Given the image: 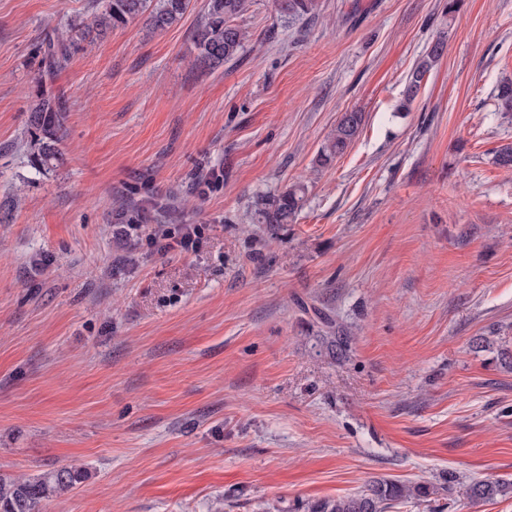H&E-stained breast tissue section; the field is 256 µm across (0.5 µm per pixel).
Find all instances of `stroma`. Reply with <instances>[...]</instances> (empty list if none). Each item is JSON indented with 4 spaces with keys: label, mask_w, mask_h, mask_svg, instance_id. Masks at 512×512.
<instances>
[{
    "label": "stroma",
    "mask_w": 512,
    "mask_h": 512,
    "mask_svg": "<svg viewBox=\"0 0 512 512\" xmlns=\"http://www.w3.org/2000/svg\"><path fill=\"white\" fill-rule=\"evenodd\" d=\"M204 5L41 82L39 42L91 0H0V472L85 469L45 512H306L384 478L433 488L395 512H512L459 493L512 483V0H320L293 20L251 0L214 69L195 61ZM43 90L69 108L48 175ZM351 110L358 137L318 167ZM296 183L301 212L268 233L262 200ZM132 189L173 197L197 247L113 224ZM445 51V44L443 41H436L428 51L426 59L417 63L413 71L411 72L406 89L404 92V104L410 103L418 94L421 84L424 81L427 73L430 71L433 63L438 61ZM69 112L65 102L49 92L40 95L29 116V129L35 135L34 168L42 174L55 172L65 163L62 144L67 134ZM313 313L326 329L325 332L329 334L326 337L329 339L332 353H336L337 356L342 355L347 346L348 336H345L343 330H340V327L336 325V321L329 314L316 307H313Z\"/></svg>",
    "instance_id": "35a3bbf8"
}]
</instances>
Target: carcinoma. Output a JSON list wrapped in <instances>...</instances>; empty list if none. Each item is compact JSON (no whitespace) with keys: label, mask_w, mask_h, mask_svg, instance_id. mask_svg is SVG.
I'll return each instance as SVG.
<instances>
[{"label":"carcinoma","mask_w":512,"mask_h":512,"mask_svg":"<svg viewBox=\"0 0 512 512\" xmlns=\"http://www.w3.org/2000/svg\"><path fill=\"white\" fill-rule=\"evenodd\" d=\"M247 2L249 0H206L203 18L193 35L199 64L216 68L237 56L248 34L235 24V19L246 11ZM189 3L190 0H104L98 11L84 19L70 21L65 29H56L52 36L44 39L38 51L45 70L53 73L63 69L75 53L83 50L82 43L91 44L108 31L140 17L146 18L152 29L164 31L182 19ZM276 3L278 10L290 18L314 14L319 8L318 0H276ZM444 51V42L438 40L431 46L426 59L417 63L409 76L401 107H407L416 97L433 63L444 55ZM68 118L65 102L49 92L41 94L32 108L29 129L35 135L37 152L33 165L38 172L53 173L64 165L62 144ZM363 123L364 113H343L321 148L319 165L329 166L342 156L359 135ZM304 195L305 186L295 184L274 196L268 207L260 210L262 223L271 232L281 224L293 223L303 206ZM159 217L177 222L180 213L171 200L164 197L136 201L128 196L112 211L114 224H146ZM313 313L326 329L331 351L338 356L343 354L347 336L329 314L316 307ZM82 478L84 474L80 470L65 464L33 475L0 473V512H44L48 501L70 491ZM509 491H512V483L473 479L464 486L463 495L477 504L490 502ZM428 495L430 488L423 484L407 485L377 479L357 493L314 503L309 506V512H388L405 500Z\"/></svg>","instance_id":"1"}]
</instances>
